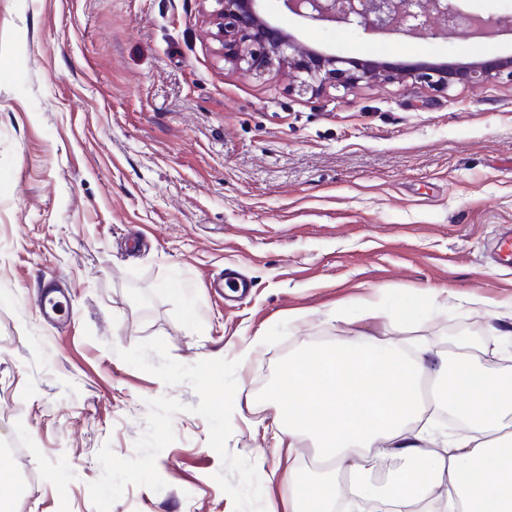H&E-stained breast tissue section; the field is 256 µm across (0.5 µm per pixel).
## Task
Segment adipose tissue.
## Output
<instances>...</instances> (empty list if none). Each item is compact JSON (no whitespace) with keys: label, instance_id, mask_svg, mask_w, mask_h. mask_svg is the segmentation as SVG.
<instances>
[{"label":"adipose tissue","instance_id":"obj_1","mask_svg":"<svg viewBox=\"0 0 512 512\" xmlns=\"http://www.w3.org/2000/svg\"><path fill=\"white\" fill-rule=\"evenodd\" d=\"M266 405L284 426L277 447L311 440L327 460L316 470L289 466V484L301 487L289 512H333L352 499L386 512H512V375L472 354L409 353L358 331L290 356ZM441 409L466 428L431 448L415 426ZM388 456L399 467L367 484L369 464Z\"/></svg>","mask_w":512,"mask_h":512}]
</instances>
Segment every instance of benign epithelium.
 I'll use <instances>...</instances> for the list:
<instances>
[{"instance_id": "obj_1", "label": "benign epithelium", "mask_w": 512, "mask_h": 512, "mask_svg": "<svg viewBox=\"0 0 512 512\" xmlns=\"http://www.w3.org/2000/svg\"><path fill=\"white\" fill-rule=\"evenodd\" d=\"M210 20L217 53L245 75L277 76L286 72L290 86L300 95L324 88L350 89L360 83L426 84L444 91L456 82L480 84L502 76L512 81V58L493 57L457 64L423 62L402 67L383 61L365 63L325 54L298 41L268 18L264 0H215ZM288 11L314 23L360 27L375 34L409 38L447 36L466 24L471 35L489 39L498 23L460 12L455 0H283Z\"/></svg>"}]
</instances>
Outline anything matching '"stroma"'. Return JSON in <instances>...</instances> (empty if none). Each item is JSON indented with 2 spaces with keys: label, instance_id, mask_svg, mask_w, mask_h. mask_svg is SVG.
I'll return each mask as SVG.
<instances>
[{
  "label": "stroma",
  "instance_id": "35a3bbf8",
  "mask_svg": "<svg viewBox=\"0 0 512 512\" xmlns=\"http://www.w3.org/2000/svg\"><path fill=\"white\" fill-rule=\"evenodd\" d=\"M497 19L482 44L382 38L267 16L339 56L431 62L512 56V0H457ZM215 0H0V441L24 489L16 512H95L88 485L110 445L130 458L148 400L186 404L156 459L165 488L127 487L111 512H234L196 391L125 363L159 337L184 364L235 359L227 447L288 507L264 402L279 368L351 328L367 302L391 339L440 345L512 321V82L361 84L301 95L286 74L246 76L210 37ZM241 275L229 303L212 275ZM68 289L65 320L35 297ZM418 320L401 319L407 304Z\"/></svg>",
  "mask_w": 512,
  "mask_h": 512
}]
</instances>
